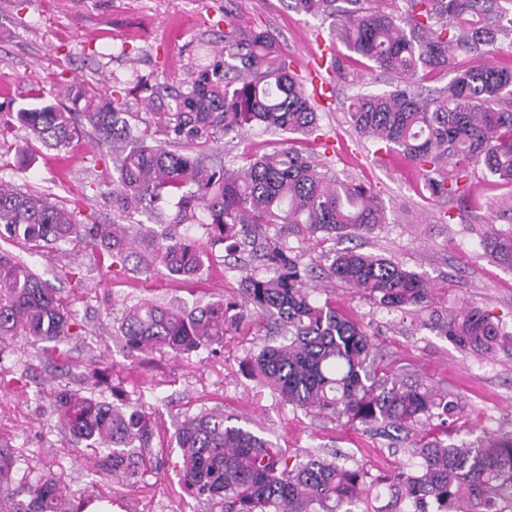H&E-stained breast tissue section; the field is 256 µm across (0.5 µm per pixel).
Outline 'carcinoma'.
Here are the masks:
<instances>
[{"label":"carcinoma","mask_w":512,"mask_h":512,"mask_svg":"<svg viewBox=\"0 0 512 512\" xmlns=\"http://www.w3.org/2000/svg\"><path fill=\"white\" fill-rule=\"evenodd\" d=\"M295 0L297 8L332 20L331 43L366 60L388 76L391 90L357 92L347 115L352 129L377 150L396 153L420 169L431 196L450 201L466 188L470 167L512 185V68L496 66L497 44L512 39V0ZM220 59L186 75L178 86L139 79L129 88L97 91L73 81L72 107L21 108L12 116L47 148L61 150L89 128L110 144L112 212L128 224L134 216L173 203L171 224L194 221L190 233L131 235L120 224H101L42 194L22 192L0 179V239L37 252L85 244L123 265L139 245L149 274L191 280L223 246L256 265L241 279L244 308L235 301H209L188 309L139 302L121 319L115 338L130 356L156 349L176 355L216 351L237 329L243 310L271 320L279 342H264L249 356L252 376L280 400L306 413L316 411L345 425L410 435L416 464L376 479L362 468L310 455L294 459L253 431L232 423L224 410L202 407L177 423L170 447L179 451L181 489L206 512H353L350 506L387 496L381 509L365 512H462L470 500L512 496V433L477 447L450 443L448 420L464 406L420 380L380 367L364 326L320 302L306 286L308 267L284 235L324 239L364 236L386 223L384 207L363 181L341 179L327 164L293 147L244 164L215 160L206 152L218 131L228 136L254 126L317 136L316 93L290 68L268 32L240 26L224 12ZM459 53L481 58L458 66L448 85L431 98L419 82L452 65ZM353 57L332 50L326 68L357 85ZM140 97L151 118L136 123L128 98ZM485 254L512 266V226L476 228ZM329 280L393 311L424 310L433 288L423 276L381 255L330 251ZM446 336L461 350L485 353L512 344L487 311L463 306L448 314ZM16 336L33 343L83 336L71 304L23 259L0 251V344ZM57 422L98 457V466L135 485L153 468V422L141 406L116 404L90 388L56 394ZM445 428L427 430L430 420ZM18 449L0 442V512H79L68 487L52 475L20 467Z\"/></svg>","instance_id":"obj_1"}]
</instances>
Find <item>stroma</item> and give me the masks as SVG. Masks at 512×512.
<instances>
[{"label": "stroma", "instance_id": "stroma-1", "mask_svg": "<svg viewBox=\"0 0 512 512\" xmlns=\"http://www.w3.org/2000/svg\"><path fill=\"white\" fill-rule=\"evenodd\" d=\"M244 27L268 30L300 76L315 61L309 51L327 40L329 24L295 9L293 0H0V111L30 105L31 89L42 86L49 102L60 104L61 88L78 78L95 88L125 86L136 77L156 83L181 79L209 65L224 43V14ZM336 101L319 112L323 135L314 140L253 127L241 139H219L225 157L243 150L268 152L294 144L324 156L337 176L371 184L387 214L385 226L361 238L320 241L289 236L288 243L313 266L317 299L332 298L361 320L382 356V366L418 378L458 397L464 414L448 430L454 443H472L482 434L512 429V347L472 355L461 352L439 330L449 312L470 305L489 311L512 330V268L483 258L473 225H512L501 201L512 195L473 170L463 198L430 197L423 177L395 155L375 152L348 123L343 101L354 91L387 90L386 78L354 87L333 80ZM0 178L22 190L44 194L83 213L112 221L111 187L105 146L82 132L63 150L28 138L12 120L0 122ZM381 254L425 276L434 288L429 311L404 314L378 307L359 293L323 277L325 256L333 249ZM45 280L72 302L77 320L93 339L69 344L68 364L57 367L51 344L33 348L22 337L0 349V440L24 449L29 465L61 476L75 493L112 495L115 512H190L195 502L162 468L132 487L104 474L78 452L57 425V391L79 388L91 360L101 359L116 390L143 399L157 437L200 406H218L291 454L341 451L348 466H362L380 477L411 463L409 447L389 439L293 410L274 391L248 376L246 360L263 331L254 319L225 336L219 356L189 357L156 352L142 361L126 356L112 341V324L125 306L224 298L240 300L241 275L232 258L215 255L193 281L159 270L149 277L114 272L109 257L84 245L48 251L34 259ZM79 268L80 279L62 269Z\"/></svg>", "mask_w": 512, "mask_h": 512}]
</instances>
